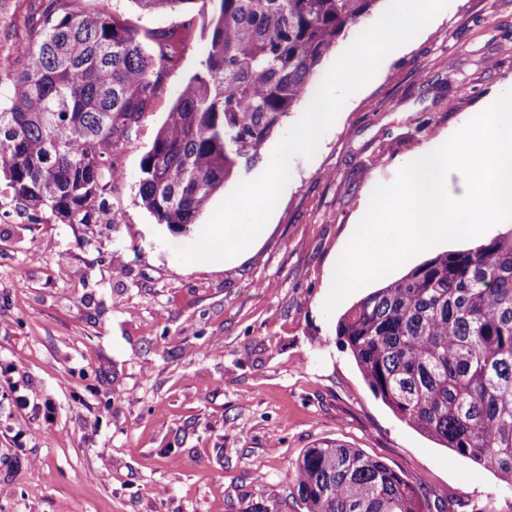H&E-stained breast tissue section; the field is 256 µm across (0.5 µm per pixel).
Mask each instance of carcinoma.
Wrapping results in <instances>:
<instances>
[{
	"label": "carcinoma",
	"mask_w": 512,
	"mask_h": 512,
	"mask_svg": "<svg viewBox=\"0 0 512 512\" xmlns=\"http://www.w3.org/2000/svg\"><path fill=\"white\" fill-rule=\"evenodd\" d=\"M76 0H38L18 68L0 80V170L16 199L87 224L120 176L115 156L187 39L138 32ZM146 13L193 0H132ZM200 69L140 160L138 197L190 234L213 197L260 159L339 40L379 0H213ZM336 336L371 392L401 420L512 486V228L440 252L370 292ZM305 512H426L417 478L335 440L290 465Z\"/></svg>",
	"instance_id": "obj_1"
}]
</instances>
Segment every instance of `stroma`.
Masks as SVG:
<instances>
[{
	"mask_svg": "<svg viewBox=\"0 0 512 512\" xmlns=\"http://www.w3.org/2000/svg\"><path fill=\"white\" fill-rule=\"evenodd\" d=\"M32 3L0 0L2 79ZM79 5L189 38L90 223L26 207L0 175V512H303L288 466L325 439L419 478L455 512H512L511 486L373 395L322 311L375 187L512 89V0H450L296 158L257 252L224 265L180 262L194 235L156 224L136 196L140 159L200 67L199 5Z\"/></svg>",
	"mask_w": 512,
	"mask_h": 512,
	"instance_id": "stroma-1",
	"label": "stroma"
}]
</instances>
